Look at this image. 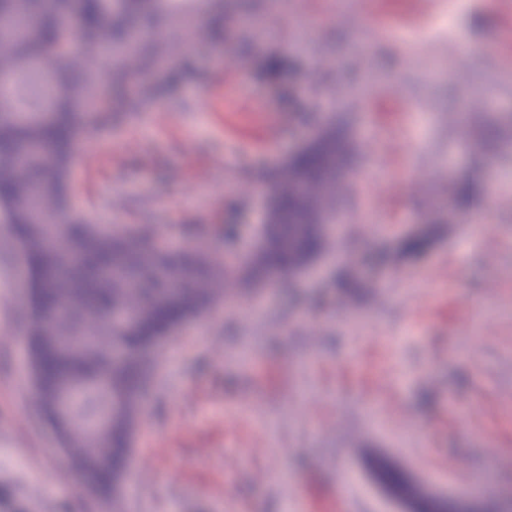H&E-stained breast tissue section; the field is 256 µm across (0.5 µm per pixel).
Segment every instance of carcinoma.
Masks as SVG:
<instances>
[{"instance_id": "1", "label": "carcinoma", "mask_w": 512, "mask_h": 512, "mask_svg": "<svg viewBox=\"0 0 512 512\" xmlns=\"http://www.w3.org/2000/svg\"><path fill=\"white\" fill-rule=\"evenodd\" d=\"M166 0H0V218L29 273L24 319L33 382L62 450L102 495L126 470L140 414V353L224 298L226 282L297 272L326 251L320 226L336 220L338 176L351 166L345 133L330 127L275 176L267 245L238 271L203 252H172L153 233H103L69 203L74 116L111 94L104 57L134 45V65L113 80L177 68L171 46L147 38ZM460 212L478 198L450 183ZM126 312L130 321L112 323ZM128 352L114 359L112 341ZM68 392L64 408L57 401Z\"/></svg>"}]
</instances>
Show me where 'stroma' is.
Returning a JSON list of instances; mask_svg holds the SVG:
<instances>
[{"instance_id":"35a3bbf8","label":"stroma","mask_w":512,"mask_h":512,"mask_svg":"<svg viewBox=\"0 0 512 512\" xmlns=\"http://www.w3.org/2000/svg\"><path fill=\"white\" fill-rule=\"evenodd\" d=\"M218 11L223 40L188 50ZM373 15L401 34L369 56ZM159 26L185 70L128 81L81 116L71 207L102 231L146 225L236 267L276 171L339 120L358 156L338 201L348 221L294 277L231 289L159 344L125 487L109 497L41 418L26 264L0 223V512H319L337 491L351 512H405L373 457L450 500L483 475L482 512H512V157L486 159L484 136L512 113V0L446 14L436 0H176ZM265 51L291 68L266 77ZM463 177L491 192L475 252L466 217L436 216ZM416 235L429 248L403 253Z\"/></svg>"}]
</instances>
